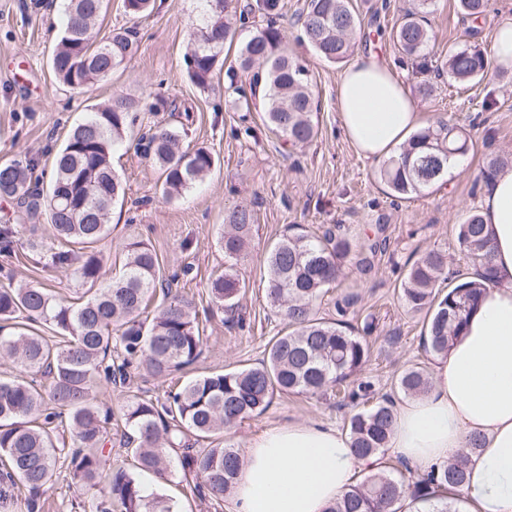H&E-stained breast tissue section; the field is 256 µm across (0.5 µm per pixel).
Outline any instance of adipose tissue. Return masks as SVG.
Masks as SVG:
<instances>
[{
	"label": "adipose tissue",
	"instance_id": "adipose-tissue-1",
	"mask_svg": "<svg viewBox=\"0 0 512 512\" xmlns=\"http://www.w3.org/2000/svg\"><path fill=\"white\" fill-rule=\"evenodd\" d=\"M344 133L356 153L397 155L424 117L403 81L376 55L357 56L337 83ZM497 282L441 359L427 393L399 407L388 452L410 466L443 465L472 436L463 494L471 512H512V169L481 200ZM378 462L353 455L350 438L320 423L274 426L253 436L233 491V512H325Z\"/></svg>",
	"mask_w": 512,
	"mask_h": 512
}]
</instances>
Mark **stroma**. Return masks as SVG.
<instances>
[{
	"mask_svg": "<svg viewBox=\"0 0 512 512\" xmlns=\"http://www.w3.org/2000/svg\"><path fill=\"white\" fill-rule=\"evenodd\" d=\"M281 2L280 48L304 60L319 100L313 115L318 136L297 147L267 130L261 100L245 105L226 71H215L211 88L205 90L188 78L186 25L199 18L200 0H154L152 12L140 18L126 15L122 0H111L95 36L131 30L139 49L111 76L81 93L61 85L50 67L64 0H0V162L33 157L51 163L67 132L92 107L107 104L116 92L133 99L141 107L140 120L112 158L126 184V199L113 208L109 234L94 249L109 256L117 269L127 242H150L159 255L163 280L192 301L208 334L204 353L192 370L161 378L136 377L123 389L99 391L98 404L112 410L110 465L135 468L133 455L123 445L122 408L127 399L160 396L193 377L255 365L265 357L270 340L285 328L267 302L266 257L292 224L312 234L341 224L361 244L374 236L377 225H384L386 244L375 257L372 272L364 276L346 266L339 288L330 289L319 306L322 317L335 318L338 292L351 291L359 295L354 325L362 326L364 316L375 315L377 338L363 373L378 393H393L395 380L411 365L430 371L437 362L422 346V315L407 312L398 285L406 261L432 248L447 250L451 269L469 268L454 226L480 208L486 185L476 176L486 155L512 156V68L491 65L484 78L464 86L441 75L426 97L419 91L422 74L402 58L392 41L359 45V53H375L398 73L427 121L448 117L475 143L450 183L397 200L380 180V162L358 156L342 131L336 108L342 66L319 58L304 43L297 18L305 0ZM410 3L352 0L368 31L398 25ZM429 20L433 38L426 59L434 68L447 59L449 46L474 40L492 48L497 27L512 22V0H489L487 14L476 22L458 11L455 0H434ZM158 97L165 100V108L147 111V104ZM180 124L187 127L185 145L207 146L217 166L182 199L169 201L159 191V171L145 158L138 140L149 127ZM237 205L253 207L257 217L251 247L239 266L246 285L239 323L218 309L209 295L212 279L224 270V253L217 244L224 212ZM20 281L43 284L62 296L72 295L76 287L71 272L52 266L48 251L27 248L12 257L0 256V285ZM351 413V408L337 407L329 398L278 395L265 412L225 432L223 439L242 450L266 428L308 421L343 431ZM168 460L161 493L175 512H232L231 495L217 501L199 499L183 476L178 452L169 451ZM93 500V491L76 487L63 472L46 494L43 512H93Z\"/></svg>",
	"mask_w": 512,
	"mask_h": 512,
	"instance_id": "stroma-1",
	"label": "stroma"
}]
</instances>
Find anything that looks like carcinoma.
Masks as SVG:
<instances>
[{
    "instance_id": "1",
    "label": "carcinoma",
    "mask_w": 512,
    "mask_h": 512,
    "mask_svg": "<svg viewBox=\"0 0 512 512\" xmlns=\"http://www.w3.org/2000/svg\"><path fill=\"white\" fill-rule=\"evenodd\" d=\"M200 24L187 29L191 46L187 74L198 87L211 84L213 72L224 65V42L233 37L232 20L238 0H222L216 10L204 0ZM430 0H415L390 38L398 50L423 73L422 51L431 41ZM108 0H66V22L51 56V69L63 85L79 92L129 61L138 50L131 31L114 32L95 41L92 29ZM461 13L478 20L487 0H458ZM266 18L242 45L237 67L228 69L230 81L249 84L251 97L264 103V124L293 146L305 145L317 135L312 121L314 98L308 70L284 53L277 26L279 0H257ZM302 37L318 56L339 63L348 58L363 36L362 23L351 0H307L299 16ZM490 61L478 44L448 48V76L457 82L480 79ZM134 103L123 94L88 113L57 150L48 188L32 181L38 161L13 160L0 164V199L17 204L11 224H0V252L26 245L20 229L40 217L50 224L51 263L73 269L83 283L99 288L80 302L59 298L33 283L0 289V357L20 372L0 380V503L23 486L26 512H39L41 497L54 486L57 463H66L72 482L96 491V512H173L158 493H144L139 479L121 467L106 468L112 450L108 425L112 410L101 411L94 402L96 387L123 388L131 375L164 377L191 367L201 356L208 337L192 304L163 286L159 260L152 245L134 239L125 245L126 259L117 276L109 275L107 259L99 252L77 255L71 244L87 247L108 233L112 206L125 198L126 187L112 168V152L127 130L136 124ZM144 154L161 173L160 190L170 200L183 198L215 167L206 147L182 148L179 131L156 126L142 135ZM470 150L466 133L443 117L413 135L409 148L380 169L381 181L399 199H410L437 185L447 174L448 157H464ZM505 165L490 154L479 179L488 184ZM220 237L224 273L210 284L213 301L233 312L245 283L237 265L245 257L256 214L237 205L225 214ZM459 249L475 271L448 272V254L431 249L406 262L399 286L404 307L424 314L422 344L426 351L445 358L462 334L471 313L487 288L495 283L491 239L482 217L470 213L456 225ZM30 247L37 244L31 242ZM350 263L363 275L372 262L347 230L336 224L322 235L295 232L284 236L267 257L266 296L282 317L288 332L276 337L256 365L189 379L163 398L129 399L123 406L125 427L133 431L129 443L140 469L165 478L166 450H180L184 476L195 480L202 498L221 499L236 484L242 465L238 449L222 443L196 448L190 440L205 441L260 414L274 393L324 395L335 393L338 407L357 408L348 430L355 457L383 456L396 413L391 395L376 397L374 383L362 376L369 358L367 335L373 322L365 321L363 335L345 316L359 301L354 293L336 299L338 319L317 316L316 307L329 288L340 281ZM448 282V291H439ZM162 300L150 319L144 317L156 292ZM54 333L50 338L40 327ZM35 372L49 379L45 385L24 374ZM427 371L406 368L397 379L405 396L423 394L429 387ZM479 449L478 440L455 461L417 471L406 484L384 470L352 486L326 512H401L409 497L432 506L431 512H460L466 463Z\"/></svg>"
}]
</instances>
